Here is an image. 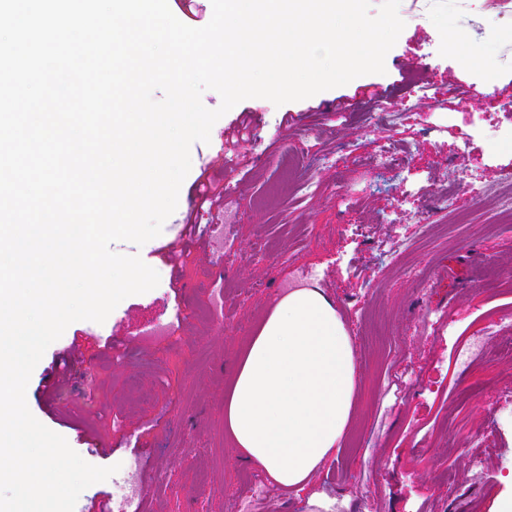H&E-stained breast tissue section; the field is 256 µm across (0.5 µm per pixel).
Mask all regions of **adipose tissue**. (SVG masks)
Wrapping results in <instances>:
<instances>
[{
    "instance_id": "1",
    "label": "adipose tissue",
    "mask_w": 512,
    "mask_h": 512,
    "mask_svg": "<svg viewBox=\"0 0 512 512\" xmlns=\"http://www.w3.org/2000/svg\"><path fill=\"white\" fill-rule=\"evenodd\" d=\"M359 390L352 338L317 287L281 296L237 363L224 428L243 460L291 493L339 452Z\"/></svg>"
}]
</instances>
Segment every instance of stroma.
I'll use <instances>...</instances> for the list:
<instances>
[{"mask_svg": "<svg viewBox=\"0 0 512 512\" xmlns=\"http://www.w3.org/2000/svg\"><path fill=\"white\" fill-rule=\"evenodd\" d=\"M405 23L386 71L310 98L237 104L191 147V169L161 234L115 243L155 269L153 290L104 323L77 321L36 365L31 413L86 462L119 470L75 512L127 490L140 512H501L512 501V24L489 0H401ZM494 69L464 70L457 49ZM430 80L413 92L416 74ZM407 168L374 167L382 151ZM477 167L473 191L461 164ZM217 183L237 205L202 202ZM454 198L468 216L426 215ZM403 240L392 253L386 241ZM314 285L353 339L360 388L337 457L292 495L256 486L224 430L237 359L277 298ZM169 323L146 343L147 328ZM482 351L459 352L472 337ZM68 385L47 390L62 364ZM458 61L461 68H479L483 70L484 82L480 88V92L484 94L493 92L497 84V75L495 71L488 67L477 54L472 52L459 53Z\"/></svg>", "mask_w": 512, "mask_h": 512, "instance_id": "obj_1", "label": "stroma"}]
</instances>
